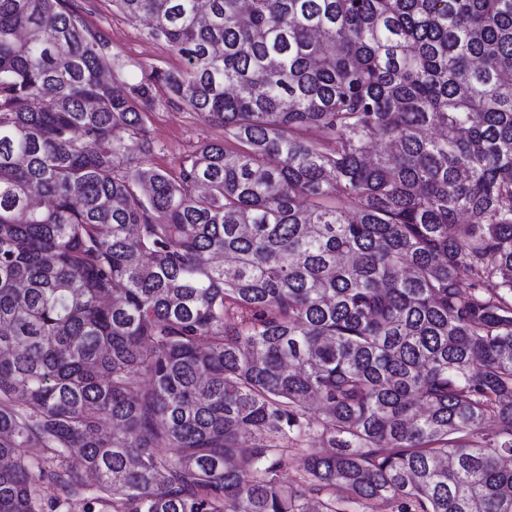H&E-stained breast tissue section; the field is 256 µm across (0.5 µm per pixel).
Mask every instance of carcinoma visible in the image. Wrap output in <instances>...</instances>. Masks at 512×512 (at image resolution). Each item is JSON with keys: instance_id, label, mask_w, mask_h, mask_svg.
I'll return each mask as SVG.
<instances>
[{"instance_id": "1", "label": "carcinoma", "mask_w": 512, "mask_h": 512, "mask_svg": "<svg viewBox=\"0 0 512 512\" xmlns=\"http://www.w3.org/2000/svg\"><path fill=\"white\" fill-rule=\"evenodd\" d=\"M112 3L0 0V512H512V0ZM83 7L87 26L109 44L118 68L113 72L116 85L139 83L152 70L167 71L181 65L180 56L170 46L155 41L147 22L133 23L112 8V0H76ZM154 95L155 103L146 111L144 119L151 137L161 150L155 152L148 163L175 173L187 155L203 143L220 138L222 133L185 105L171 100L163 85L155 87Z\"/></svg>"}]
</instances>
